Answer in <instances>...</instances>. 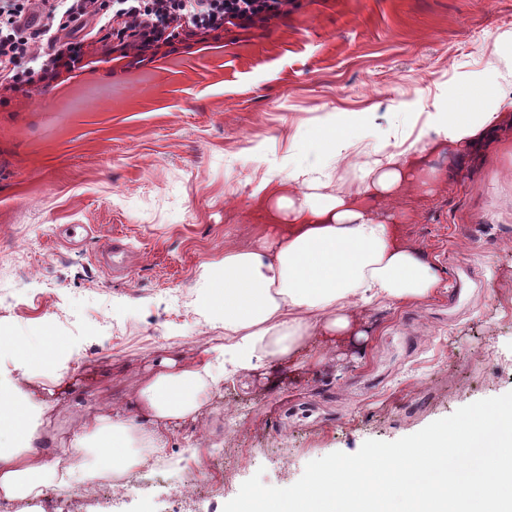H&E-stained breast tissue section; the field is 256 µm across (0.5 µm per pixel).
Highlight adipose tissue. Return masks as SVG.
Here are the masks:
<instances>
[{"mask_svg": "<svg viewBox=\"0 0 512 512\" xmlns=\"http://www.w3.org/2000/svg\"><path fill=\"white\" fill-rule=\"evenodd\" d=\"M508 108L512 94L502 91L496 108L438 113L426 136L404 150L367 155L357 165V184L348 187L333 186L335 166L349 160L354 144L345 135L324 138L307 163L269 172L251 196L263 205L275 233L255 248L225 250L221 266L204 269L202 275L215 288L213 300L224 313L221 367L204 359L185 367L172 364L146 378L136 400L145 423L101 415L73 440V447L94 449L93 466L52 463L27 445L0 448V497L37 498L82 470L90 476L124 472L140 461L131 448L133 439L160 446L165 431L194 414L224 379L292 357L314 334L346 332L353 308L431 297L438 288L431 266L399 240L394 216L373 214L363 200L403 192L427 152L449 145L468 153ZM4 397L15 405L16 435L27 442L32 436L29 416L40 413V406L14 382L0 378Z\"/></svg>", "mask_w": 512, "mask_h": 512, "instance_id": "1", "label": "adipose tissue"}]
</instances>
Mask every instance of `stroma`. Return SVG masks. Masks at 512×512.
I'll return each instance as SVG.
<instances>
[{"mask_svg": "<svg viewBox=\"0 0 512 512\" xmlns=\"http://www.w3.org/2000/svg\"><path fill=\"white\" fill-rule=\"evenodd\" d=\"M505 32L512 0H297L265 30L0 94V335L40 370L45 458L68 462L96 415L137 417L166 361L218 357L224 320L199 276L262 237L249 193L272 167L312 158L330 130L361 154L398 151L448 104L473 109L512 86ZM420 167L437 182L365 204L404 214L398 237L433 267L435 296L359 308L349 334L312 337L309 358L225 379L166 434L169 468L140 464L126 497L79 473L67 497L51 487L21 512H223L254 474L287 487L312 460L511 392L512 111L469 154L444 146ZM67 224L90 233L65 245ZM116 235L132 250L120 274L100 259Z\"/></svg>", "mask_w": 512, "mask_h": 512, "instance_id": "stroma-1", "label": "stroma"}]
</instances>
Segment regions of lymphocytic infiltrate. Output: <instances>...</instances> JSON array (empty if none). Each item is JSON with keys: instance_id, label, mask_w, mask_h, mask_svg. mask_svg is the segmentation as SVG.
Instances as JSON below:
<instances>
[{"instance_id": "lymphocytic-infiltrate-1", "label": "lymphocytic infiltrate", "mask_w": 512, "mask_h": 512, "mask_svg": "<svg viewBox=\"0 0 512 512\" xmlns=\"http://www.w3.org/2000/svg\"><path fill=\"white\" fill-rule=\"evenodd\" d=\"M294 0H0V91L25 92L95 60L141 67L220 41L227 27H268Z\"/></svg>"}]
</instances>
